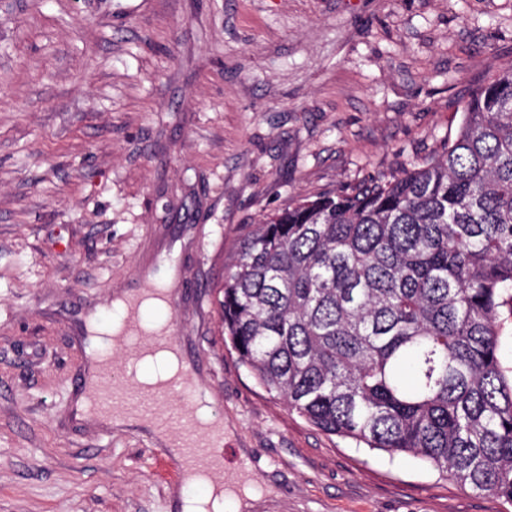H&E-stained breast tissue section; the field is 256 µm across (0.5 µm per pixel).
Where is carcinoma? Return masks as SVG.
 I'll return each instance as SVG.
<instances>
[{
  "label": "carcinoma",
  "mask_w": 512,
  "mask_h": 512,
  "mask_svg": "<svg viewBox=\"0 0 512 512\" xmlns=\"http://www.w3.org/2000/svg\"><path fill=\"white\" fill-rule=\"evenodd\" d=\"M221 292L224 341L288 411L512 504V66L442 155L250 225Z\"/></svg>",
  "instance_id": "obj_1"
}]
</instances>
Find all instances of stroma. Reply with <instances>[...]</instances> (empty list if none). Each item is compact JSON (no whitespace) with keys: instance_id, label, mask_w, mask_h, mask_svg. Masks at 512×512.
Masks as SVG:
<instances>
[{"instance_id":"obj_1","label":"stroma","mask_w":512,"mask_h":512,"mask_svg":"<svg viewBox=\"0 0 512 512\" xmlns=\"http://www.w3.org/2000/svg\"><path fill=\"white\" fill-rule=\"evenodd\" d=\"M511 64L512 0H0V512H181L152 430L73 396L87 317L171 256L249 512H512L288 412L219 306L249 224L441 154Z\"/></svg>"}]
</instances>
